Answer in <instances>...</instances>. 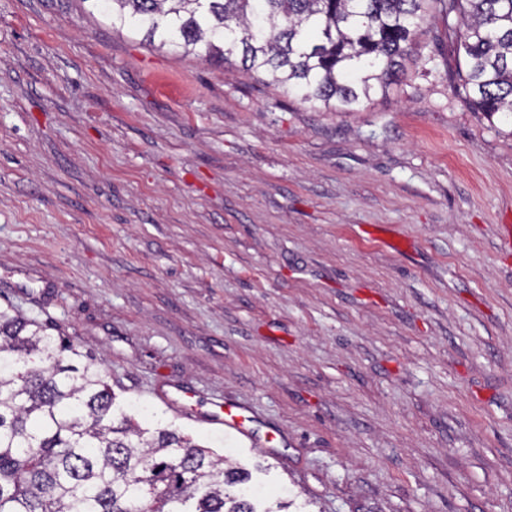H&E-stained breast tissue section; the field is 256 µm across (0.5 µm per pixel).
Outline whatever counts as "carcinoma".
I'll use <instances>...</instances> for the list:
<instances>
[{"mask_svg":"<svg viewBox=\"0 0 512 512\" xmlns=\"http://www.w3.org/2000/svg\"><path fill=\"white\" fill-rule=\"evenodd\" d=\"M112 29L244 72L319 109L385 94L427 0H88ZM463 52L457 95L512 123V0H438ZM251 473L115 404L93 359L0 308V512H288Z\"/></svg>","mask_w":512,"mask_h":512,"instance_id":"obj_1","label":"carcinoma"}]
</instances>
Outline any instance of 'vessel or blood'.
<instances>
[{"mask_svg": "<svg viewBox=\"0 0 512 512\" xmlns=\"http://www.w3.org/2000/svg\"><path fill=\"white\" fill-rule=\"evenodd\" d=\"M166 404L177 408L191 420L224 430L251 441L262 442L271 455H278L288 443L285 435L267 427L249 406L228 399L221 403L201 404L191 390L183 385L172 386L163 396Z\"/></svg>", "mask_w": 512, "mask_h": 512, "instance_id": "obj_1", "label": "vessel or blood"}]
</instances>
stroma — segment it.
<instances>
[{"label":"stroma","mask_w":512,"mask_h":512,"mask_svg":"<svg viewBox=\"0 0 512 512\" xmlns=\"http://www.w3.org/2000/svg\"><path fill=\"white\" fill-rule=\"evenodd\" d=\"M440 10L386 96L325 112L84 0H0V307L302 512H512V127L456 96ZM192 391L183 385H173L161 398L169 406L177 408L190 419L213 428L222 429L249 441H260L273 456L279 454V448L288 443V438L267 427L249 406L224 399V403H211L210 406L193 401Z\"/></svg>","instance_id":"35a3bbf8"}]
</instances>
